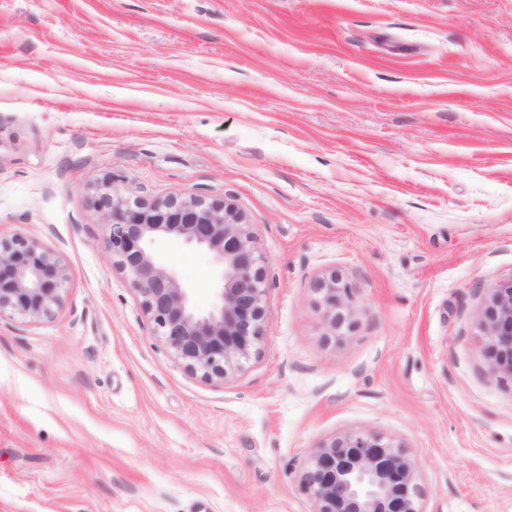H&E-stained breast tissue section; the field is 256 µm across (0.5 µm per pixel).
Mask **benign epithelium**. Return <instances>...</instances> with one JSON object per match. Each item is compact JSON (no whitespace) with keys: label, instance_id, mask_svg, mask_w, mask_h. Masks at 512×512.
I'll return each mask as SVG.
<instances>
[{"label":"benign epithelium","instance_id":"obj_1","mask_svg":"<svg viewBox=\"0 0 512 512\" xmlns=\"http://www.w3.org/2000/svg\"><path fill=\"white\" fill-rule=\"evenodd\" d=\"M104 245L126 275L144 314L192 374L222 380L256 352L268 319L265 269L243 216L222 199L129 200L106 192L99 200ZM174 236L206 249L218 282L202 311L192 291L149 244ZM67 271L55 255L24 237L0 239V314L49 317L61 307ZM327 326L353 325V288L332 274L317 282ZM477 327L490 371L512 375V279L485 288ZM301 487L314 512H423L414 461L387 436L368 429L344 433L310 455Z\"/></svg>","mask_w":512,"mask_h":512}]
</instances>
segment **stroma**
Wrapping results in <instances>:
<instances>
[{"label": "stroma", "instance_id": "stroma-1", "mask_svg": "<svg viewBox=\"0 0 512 512\" xmlns=\"http://www.w3.org/2000/svg\"><path fill=\"white\" fill-rule=\"evenodd\" d=\"M108 183L244 214L268 320L240 370L153 336ZM17 236L69 282L51 317L0 315V512H311L310 453L360 429L406 448L424 512H512V377L477 330L512 279V0H0ZM156 248L209 308L210 254ZM316 290L321 295L323 316L327 326L336 332L344 327L353 325L354 313L353 288L336 274L317 282Z\"/></svg>", "mask_w": 512, "mask_h": 512}]
</instances>
